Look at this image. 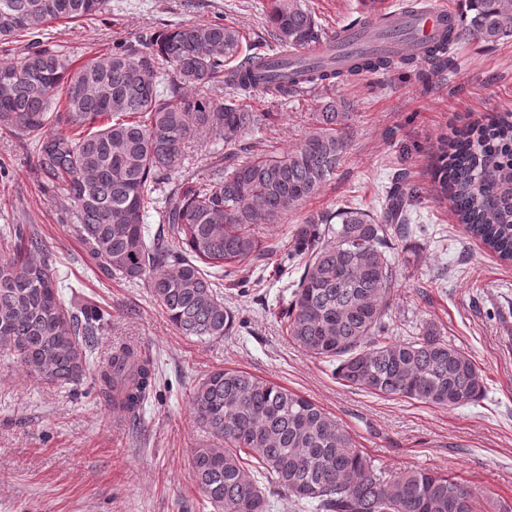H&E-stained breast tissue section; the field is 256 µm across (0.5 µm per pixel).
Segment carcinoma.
<instances>
[{
	"mask_svg": "<svg viewBox=\"0 0 512 512\" xmlns=\"http://www.w3.org/2000/svg\"><path fill=\"white\" fill-rule=\"evenodd\" d=\"M107 0H0V43H23L0 62V131L33 159L42 190H63V223L78 225L87 263L98 277L144 281L185 336L222 339L236 317L221 292L232 267L275 259L278 276L298 274L279 312L304 353L335 366L341 381L384 397L433 407L477 402L484 377L470 354L438 327L389 336L399 286L392 239L413 232L419 189L405 174L386 188L378 215L355 203L310 213L277 243L265 229L315 197L352 142L353 113L329 95L312 113L314 128L296 148L267 152L242 145L247 131L277 120L251 112L257 89L300 97L365 74L428 65L455 66L451 49L495 45L512 37V0H459L458 21L424 45L363 52L334 65H288L281 81L266 76L270 52L290 54L325 42L328 32L303 0H269L270 42L249 43L232 23L178 24L141 32L112 51L76 61L47 37L56 21L93 22ZM229 89L224 103L211 93ZM210 134L239 152L215 157L181 180L185 150ZM436 192L459 223L512 262V112L443 138ZM246 159L238 160V153ZM159 216L149 235L147 213ZM0 234V352L52 385L90 378L105 405L136 416L156 385L153 359L138 345H113L93 359L109 314L92 303L66 306L46 245L24 226ZM191 403L211 441L192 450L198 488L214 512H269L268 495L286 493L314 512H512L454 477L411 470L396 478L357 448L349 429L314 400L237 369L198 382Z\"/></svg>",
	"mask_w": 512,
	"mask_h": 512,
	"instance_id": "1",
	"label": "carcinoma"
}]
</instances>
